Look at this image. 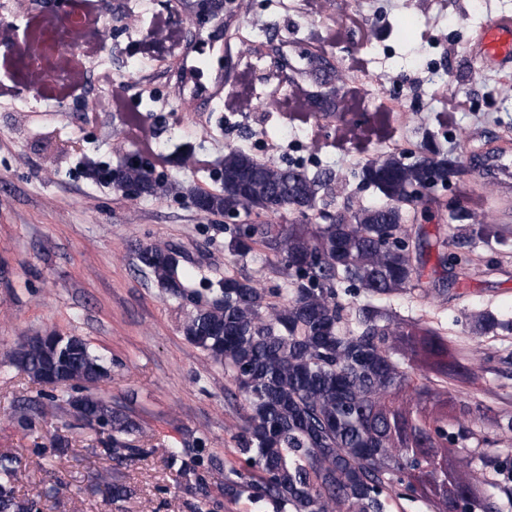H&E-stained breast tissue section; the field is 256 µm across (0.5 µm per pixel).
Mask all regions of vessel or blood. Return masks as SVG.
<instances>
[{"label":"vessel or blood","mask_w":512,"mask_h":512,"mask_svg":"<svg viewBox=\"0 0 512 512\" xmlns=\"http://www.w3.org/2000/svg\"><path fill=\"white\" fill-rule=\"evenodd\" d=\"M466 58L477 73L512 70V14H500L473 31L467 39ZM503 147L488 146L473 152L468 161L483 179L499 182L503 189L512 188V165Z\"/></svg>","instance_id":"obj_1"}]
</instances>
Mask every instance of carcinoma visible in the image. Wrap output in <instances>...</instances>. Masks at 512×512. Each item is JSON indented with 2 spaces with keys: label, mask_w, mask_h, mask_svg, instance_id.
<instances>
[{
  "label": "carcinoma",
  "mask_w": 512,
  "mask_h": 512,
  "mask_svg": "<svg viewBox=\"0 0 512 512\" xmlns=\"http://www.w3.org/2000/svg\"><path fill=\"white\" fill-rule=\"evenodd\" d=\"M321 85L319 92L299 89L297 103L311 112L345 110L347 96L326 81ZM220 167V190L192 193L203 211L259 215L277 211L283 201L306 222L323 219L313 231L306 223L224 225L230 256L243 259L257 249L274 255L284 282L275 291L251 277L226 274L204 280V299L192 286L181 250L170 244L136 249L140 268L170 297L191 299L183 335L224 366L232 382L226 396L245 402L240 451L259 475L229 470L224 494L245 496L261 512H393L405 494L434 512H452L459 503L463 512H501L512 505V499L499 502L502 493L512 496V457L482 447V428L450 422L448 383L476 379L465 367L461 345L388 309L340 301L342 290L358 288L371 299L389 300L413 286L403 204L428 178L433 189L460 174V158L433 146L413 162L396 156L372 162L362 177L384 202L349 205L334 214L321 209L328 178L269 165L233 147ZM88 176L119 190L136 185L148 196L183 190L181 183L134 163H121L116 177L102 167L89 169ZM474 220L466 209L448 216L459 232L488 239L472 229ZM468 325L478 336L512 333V321L484 311L470 313ZM421 356L436 381L414 382L412 362ZM12 360L32 383L60 390L35 416H53L66 406L98 430L101 452L112 460L146 454L130 440L140 424L95 393L108 370L84 338L31 336ZM33 417L24 418L26 426ZM166 464L177 469L188 490L201 485L202 472L214 466L201 438L189 453L169 449ZM21 476L20 457L1 452L0 512H38L35 501L17 493ZM106 487L114 502L132 496L117 480Z\"/></svg>",
  "instance_id": "carcinoma-1"
}]
</instances>
